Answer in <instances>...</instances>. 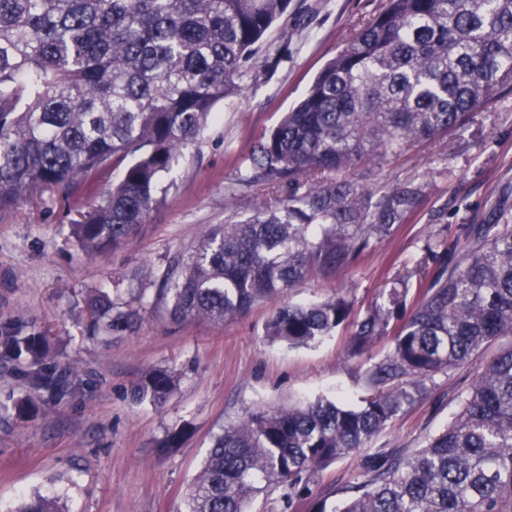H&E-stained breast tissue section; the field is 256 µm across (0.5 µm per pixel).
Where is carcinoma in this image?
Wrapping results in <instances>:
<instances>
[{
	"label": "carcinoma",
	"mask_w": 512,
	"mask_h": 512,
	"mask_svg": "<svg viewBox=\"0 0 512 512\" xmlns=\"http://www.w3.org/2000/svg\"><path fill=\"white\" fill-rule=\"evenodd\" d=\"M291 0H0V207L41 188L70 189L112 158H131L108 198L73 225L89 254L129 241L166 192L162 178L219 101L288 56L270 37ZM512 92V0H385L317 73L301 100L259 137L235 185L276 193L245 219L228 218L178 260L161 299L179 319L226 323L281 300L265 336L290 347L350 323L349 353L382 338L357 406L316 398L257 407L214 437L184 512H250L272 491L284 502L316 471L367 448L427 382L512 337V224L494 212L467 228L462 259L428 283L397 280L353 319L343 296L286 300L309 278L332 279L407 224L422 185L348 178L398 151L464 127ZM415 292L408 315L407 297ZM115 333L138 320L100 295L90 301ZM6 352L30 362L33 390L51 387L48 337L7 329ZM165 370L134 396L158 405ZM15 512H61L53 497ZM334 512H512V344L489 359L441 434L412 454L381 452L372 478Z\"/></svg>",
	"instance_id": "carcinoma-1"
}]
</instances>
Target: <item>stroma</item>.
Returning <instances> with one entry per match:
<instances>
[{"label":"stroma","instance_id":"stroma-1","mask_svg":"<svg viewBox=\"0 0 512 512\" xmlns=\"http://www.w3.org/2000/svg\"><path fill=\"white\" fill-rule=\"evenodd\" d=\"M382 0H293L288 56L270 77L246 81L218 102L216 118L166 176L169 186L128 244L86 256L71 233L81 213L101 204L125 167L118 161L64 194L39 189L0 208V325L47 332L49 355L71 374L63 386L33 392L27 361L0 348V503L19 496H58L63 512H183V497L209 453L214 435L259 406L324 396L355 405L368 389L361 372L391 347L383 338L366 355L347 354L349 326L312 347L269 342L264 325L274 303L256 304L223 325L173 319L156 297L168 267L223 223L228 211L251 214L268 198L258 185L229 196L227 187L253 141L270 131L305 93L321 67L360 20ZM379 180L417 179L423 203L410 223L336 278L309 280L288 299L317 302L338 294L364 314L404 273L431 278L440 262L428 244L443 239L448 260H460L464 229L491 213L512 223V95L476 112L461 130L389 156ZM140 319L133 331L106 333L87 307L98 294ZM484 357L435 375L426 395L372 442L316 474L308 494L284 506L280 493L254 512H332L354 483L371 478L376 452L408 454L445 428L479 375ZM152 369L176 386L165 403L136 399L133 388ZM186 428L181 448L157 443Z\"/></svg>","mask_w":512,"mask_h":512}]
</instances>
